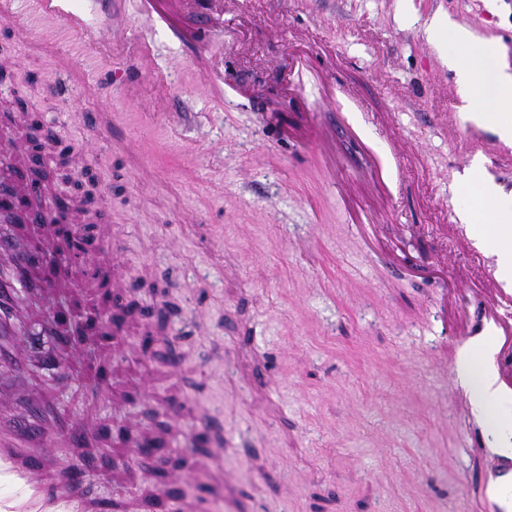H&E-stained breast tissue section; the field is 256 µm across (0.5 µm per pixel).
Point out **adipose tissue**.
I'll return each mask as SVG.
<instances>
[{"label": "adipose tissue", "instance_id": "1", "mask_svg": "<svg viewBox=\"0 0 512 512\" xmlns=\"http://www.w3.org/2000/svg\"><path fill=\"white\" fill-rule=\"evenodd\" d=\"M426 34L453 71L475 120L492 126L502 139H511L512 74L500 65L503 45L476 39L468 28L437 17L427 25ZM484 61L491 64V73L481 69ZM463 186L467 194L460 204L462 217L475 224L490 251L506 257L504 272L512 278V200L502 198L494 185L473 174L466 176ZM483 353V348H475L462 369L472 403L486 419L495 447L512 452V428L499 423L501 406L492 389V378L481 365Z\"/></svg>", "mask_w": 512, "mask_h": 512}]
</instances>
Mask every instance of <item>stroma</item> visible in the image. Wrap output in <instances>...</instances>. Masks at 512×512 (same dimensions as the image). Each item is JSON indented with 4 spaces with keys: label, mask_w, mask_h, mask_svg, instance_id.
Returning a JSON list of instances; mask_svg holds the SVG:
<instances>
[{
    "label": "stroma",
    "mask_w": 512,
    "mask_h": 512,
    "mask_svg": "<svg viewBox=\"0 0 512 512\" xmlns=\"http://www.w3.org/2000/svg\"><path fill=\"white\" fill-rule=\"evenodd\" d=\"M71 3L83 31L39 0L0 22V118L51 129L45 167L97 185L94 277L22 307L113 333L61 377L28 359L0 430L81 432L48 467L101 512H482L465 476L492 459L435 364L456 369L498 282L462 178L479 164L512 196V144L468 119L424 28L497 38L512 71V0ZM129 437L168 446L129 463Z\"/></svg>",
    "instance_id": "stroma-1"
}]
</instances>
